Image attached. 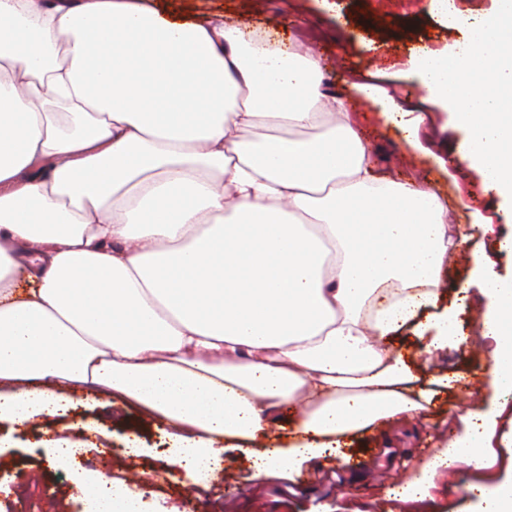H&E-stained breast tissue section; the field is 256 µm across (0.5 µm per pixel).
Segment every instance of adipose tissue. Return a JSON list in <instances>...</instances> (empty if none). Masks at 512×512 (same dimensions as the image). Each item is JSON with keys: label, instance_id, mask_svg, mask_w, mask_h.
<instances>
[{"label": "adipose tissue", "instance_id": "obj_1", "mask_svg": "<svg viewBox=\"0 0 512 512\" xmlns=\"http://www.w3.org/2000/svg\"><path fill=\"white\" fill-rule=\"evenodd\" d=\"M491 17L453 0L456 51H422L416 77L452 111L458 159L512 203V0ZM355 90L416 142L408 116L369 82ZM313 129L309 138L299 129ZM468 241L437 191L375 166L321 60L247 25L182 23L134 0H0V423L66 412L65 389L164 417L196 480L219 440L249 444L253 477L300 474L379 422L427 411L383 340L410 325L459 344L436 312L449 257ZM473 269L492 339L488 376L512 401V279ZM292 406L296 438L267 446ZM499 408L412 480L476 464ZM85 512H141V494L99 474Z\"/></svg>", "mask_w": 512, "mask_h": 512}]
</instances>
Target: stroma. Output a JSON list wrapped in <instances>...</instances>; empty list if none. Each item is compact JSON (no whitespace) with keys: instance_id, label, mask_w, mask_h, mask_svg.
I'll return each mask as SVG.
<instances>
[{"instance_id":"stroma-1","label":"stroma","mask_w":512,"mask_h":512,"mask_svg":"<svg viewBox=\"0 0 512 512\" xmlns=\"http://www.w3.org/2000/svg\"><path fill=\"white\" fill-rule=\"evenodd\" d=\"M176 21L232 24L247 20L275 38L307 34V46L322 58L323 86L342 97L362 137L374 150V160L390 178L432 185L448 209L449 223L469 234L479 225L495 224L500 236H512V214L493 197H480L479 173L455 162L453 151L462 137L447 108L431 99L413 77L417 53L450 52L462 32L434 8L433 0H137ZM368 79L409 112L425 115L417 148H408L402 132L384 124L353 88ZM468 252H457L444 271L438 292L440 308L460 307L465 337L453 349L429 355L413 329L388 340V350L405 356L429 385L433 376L448 374L452 388H438L430 408L412 422H392L363 434L339 454L306 464L301 477L252 479L251 462L240 452L222 454L219 470L205 480L185 486L176 481L173 457L166 445L165 427L136 407L114 402L79 388L70 390L66 414L41 416L22 427L0 424V437L10 450L0 455V512H30L44 502L54 512H84L73 488L75 470L103 473L127 480L132 473L149 476L143 512H182L186 491H194L196 512H402L390 499V485L418 472L440 441L457 432V413L478 409L493 396L484 373L486 356L479 324L483 299L470 276ZM94 423L96 432L83 434L86 450L75 465L57 462L41 448L42 440L66 435L67 425ZM133 435L143 451L127 456L123 440ZM360 459L357 467L338 466V456ZM29 486V498L16 489ZM423 512H481L480 499L463 489L456 475L435 476L421 504Z\"/></svg>"}]
</instances>
